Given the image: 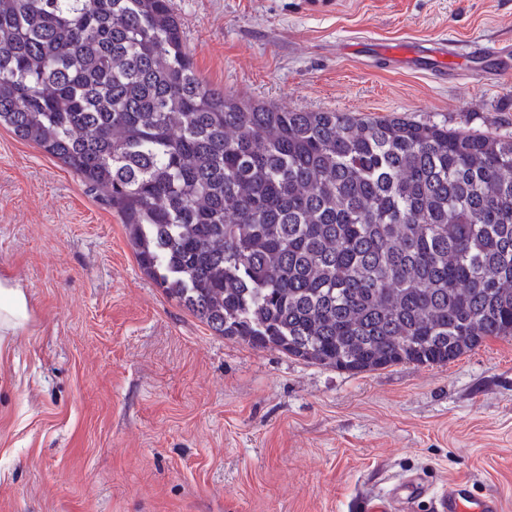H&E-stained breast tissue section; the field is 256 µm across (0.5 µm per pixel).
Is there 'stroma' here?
Here are the masks:
<instances>
[{
    "label": "stroma",
    "mask_w": 512,
    "mask_h": 512,
    "mask_svg": "<svg viewBox=\"0 0 512 512\" xmlns=\"http://www.w3.org/2000/svg\"><path fill=\"white\" fill-rule=\"evenodd\" d=\"M197 74L245 104L512 136V55L439 80L383 50L512 43V0H172ZM0 512H350L386 478L512 512V338L352 373L216 335L140 268L120 216L0 128ZM30 320L29 299L20 284L0 277V346L23 330Z\"/></svg>",
    "instance_id": "1"
}]
</instances>
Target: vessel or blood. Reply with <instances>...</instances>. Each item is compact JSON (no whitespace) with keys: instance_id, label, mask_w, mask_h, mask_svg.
<instances>
[{"instance_id":"1","label":"vessel or blood","mask_w":512,"mask_h":512,"mask_svg":"<svg viewBox=\"0 0 512 512\" xmlns=\"http://www.w3.org/2000/svg\"><path fill=\"white\" fill-rule=\"evenodd\" d=\"M406 62L411 67L430 65L435 72H442L444 54L435 47L425 49L424 53H412ZM432 500L436 512H500L497 497L476 496L470 494L466 485L449 484L444 493H434L431 484L417 475L391 482L388 492L370 499L357 500L353 512H394L395 507L414 508L424 500Z\"/></svg>"}]
</instances>
